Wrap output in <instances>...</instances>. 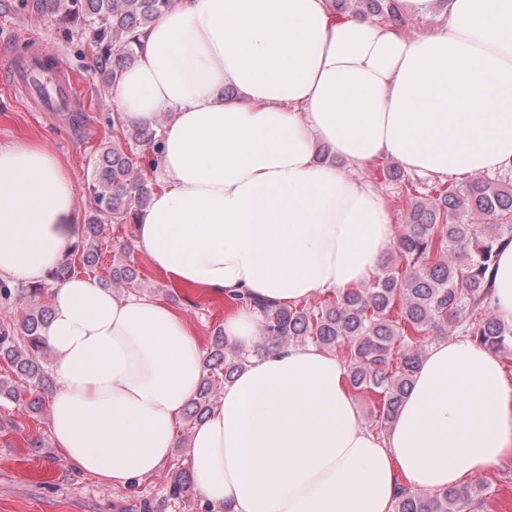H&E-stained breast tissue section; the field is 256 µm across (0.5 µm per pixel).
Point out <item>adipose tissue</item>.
<instances>
[{"label": "adipose tissue", "instance_id": "ef3b65f1", "mask_svg": "<svg viewBox=\"0 0 512 512\" xmlns=\"http://www.w3.org/2000/svg\"><path fill=\"white\" fill-rule=\"evenodd\" d=\"M400 2L446 20L408 38L327 0H177L160 15L110 91L127 121L170 117L137 251L174 282L291 306L362 288L395 245L382 194L346 164L462 180L512 166V0ZM77 221L51 150L0 146V280L46 275ZM224 334L247 350L262 323L240 306ZM45 337L65 465L122 490L161 472L201 379L185 318L76 276L53 289ZM346 375L311 343L248 359L191 436L212 512H391L400 486H458L512 456V382L492 350L434 342L382 434Z\"/></svg>", "mask_w": 512, "mask_h": 512}]
</instances>
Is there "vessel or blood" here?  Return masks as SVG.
Wrapping results in <instances>:
<instances>
[{
	"instance_id": "b4317fda",
	"label": "vessel or blood",
	"mask_w": 512,
	"mask_h": 512,
	"mask_svg": "<svg viewBox=\"0 0 512 512\" xmlns=\"http://www.w3.org/2000/svg\"><path fill=\"white\" fill-rule=\"evenodd\" d=\"M11 83L37 112H75L81 107L77 82L40 42L8 61Z\"/></svg>"
}]
</instances>
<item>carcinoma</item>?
<instances>
[{"label":"carcinoma","mask_w":512,"mask_h":512,"mask_svg":"<svg viewBox=\"0 0 512 512\" xmlns=\"http://www.w3.org/2000/svg\"><path fill=\"white\" fill-rule=\"evenodd\" d=\"M174 0H31V10L55 19L96 49L95 74L103 85L115 83L134 64L145 29ZM337 13L381 17L399 28L405 25L398 0H332ZM112 130L124 145L112 143L95 157L84 237L71 245L46 281L15 287L0 281V302L27 304L21 335L0 334V360L14 378L0 376V398L27 401L37 410L38 392L54 387L48 372L51 349L43 336L50 309L37 298L45 282L58 284L75 275L74 255L95 267L108 246L107 227L131 223L155 191L147 174L157 164L164 124L124 123L112 118ZM428 201L412 200L407 224L394 250L366 288L335 295L317 303L275 306L245 297L230 298L257 310L262 336L246 351L213 329L204 353L202 378L187 420L198 422L213 406L214 382H229L251 356H261L291 343H313L337 350L347 365L351 388L377 396L373 425L389 427L411 387L431 336L469 337L476 345L512 353V323L499 318L489 305L495 258L512 246V185L501 179L478 177L459 187L434 189ZM481 222H473L474 217ZM137 271L129 263L112 267L114 284L131 283ZM27 384L23 392L17 382ZM481 490L462 485L434 491L402 487L394 512H475Z\"/></svg>","instance_id":"cac0c4a2"}]
</instances>
